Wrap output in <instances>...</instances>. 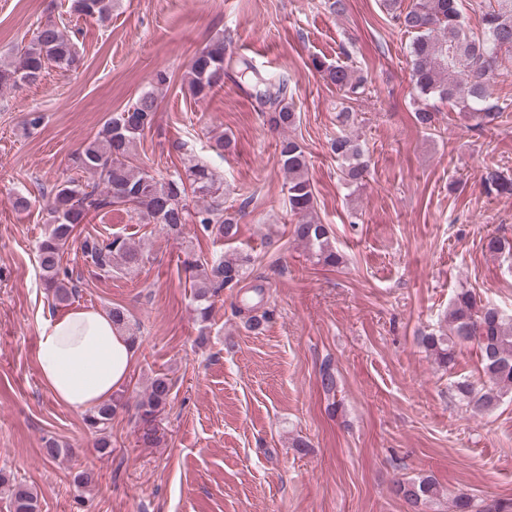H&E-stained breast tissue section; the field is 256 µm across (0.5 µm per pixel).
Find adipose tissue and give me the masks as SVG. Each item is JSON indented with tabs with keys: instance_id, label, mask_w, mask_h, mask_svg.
Wrapping results in <instances>:
<instances>
[{
	"instance_id": "adipose-tissue-1",
	"label": "adipose tissue",
	"mask_w": 512,
	"mask_h": 512,
	"mask_svg": "<svg viewBox=\"0 0 512 512\" xmlns=\"http://www.w3.org/2000/svg\"><path fill=\"white\" fill-rule=\"evenodd\" d=\"M135 350L108 313L73 306L49 317L37 344L45 387L59 403L84 412L111 402L127 380Z\"/></svg>"
}]
</instances>
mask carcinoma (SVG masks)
Listing matches in <instances>:
<instances>
[{
    "label": "carcinoma",
    "instance_id": "carcinoma-1",
    "mask_svg": "<svg viewBox=\"0 0 512 512\" xmlns=\"http://www.w3.org/2000/svg\"><path fill=\"white\" fill-rule=\"evenodd\" d=\"M383 6L412 35L411 80L418 96L459 108L479 128L501 118L512 106L499 102L490 92L492 84L502 75L503 55L512 54V0H491L482 14V30L478 34L466 31L457 0H412L405 9L399 0H383ZM72 11L104 23L112 16V0H72ZM75 38L76 31L62 20L39 24L29 41L17 49L15 62L0 64V90L36 82L51 67L76 70L80 58ZM225 55L222 37L210 40L195 53L182 83L192 99H207L223 83ZM313 66L347 98L364 87V78L350 65L329 64L315 58ZM234 76L249 89L258 112L267 117L270 127L283 132L278 143L279 163L286 176L288 211L296 218L291 229L294 241L317 263L329 267L341 265L343 257L332 243L330 226L321 223L315 215L314 190L308 176L311 157L298 139L287 134L298 120L288 102L287 79L266 77L245 59L238 62ZM169 82L166 72H156L152 89L113 114L97 135L73 155L75 175L54 184L43 194L49 225L37 246V264L40 279L52 291L54 306L67 307L79 294L72 271L64 263L77 227L114 207L135 214L143 224L159 225L175 236L193 224L215 242L238 237L245 207L226 205L224 183L208 165L190 162L185 166V173L176 171L160 178L139 163L138 143L155 124L159 110L157 92ZM330 150L344 164L346 184L359 187L368 167L360 145L341 132L331 139ZM482 180L488 193L512 195V177L499 169H485ZM190 193L195 199L192 207L187 203ZM79 250L85 262L105 275L111 274L114 266L130 271L144 262V250L121 236L104 240L88 235L80 240ZM248 263L250 258L240 254L211 259L186 254L182 266L192 278L195 312L201 321L209 319L211 297L217 290L235 288L243 282ZM243 313L247 330L255 335L263 333L270 312L252 306ZM109 315L131 343L138 344L127 311L116 306L109 309ZM470 342L477 344L486 380L478 385L468 378H460L453 382L452 390L465 410L474 414L491 412L504 397L512 396V314L476 298L470 289L461 288L448 309L446 327L421 336L419 343L438 366L450 370L456 364L457 348ZM319 383L325 393L336 394V374L331 363L321 367ZM171 394V379L165 374L157 375L151 378L137 401L136 419L143 443L160 440L155 421L165 411ZM116 410L117 405L110 402L85 417L86 426L99 435L97 452L103 455L112 452V420ZM0 487L8 489L10 512H37V495L1 471ZM392 493L414 512H420L421 507L439 496L436 482L428 476L399 480ZM452 508L453 512H512V499L480 505L462 493L454 498Z\"/></svg>",
    "mask_w": 512,
    "mask_h": 512
}]
</instances>
